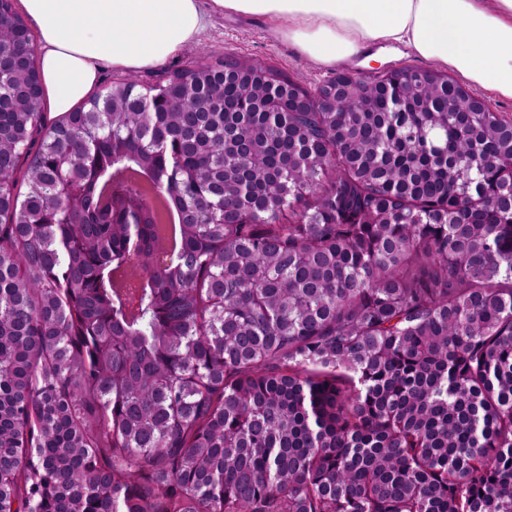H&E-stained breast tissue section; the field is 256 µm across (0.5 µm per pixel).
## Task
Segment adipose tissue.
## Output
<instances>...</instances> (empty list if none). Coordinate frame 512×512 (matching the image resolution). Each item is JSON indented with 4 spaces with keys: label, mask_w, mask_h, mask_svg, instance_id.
<instances>
[{
    "label": "adipose tissue",
    "mask_w": 512,
    "mask_h": 512,
    "mask_svg": "<svg viewBox=\"0 0 512 512\" xmlns=\"http://www.w3.org/2000/svg\"><path fill=\"white\" fill-rule=\"evenodd\" d=\"M37 34L49 112H72L102 65L164 66L212 16L270 19L277 36L323 68L399 45L465 85L512 100V0H19Z\"/></svg>",
    "instance_id": "ef3b65f1"
}]
</instances>
